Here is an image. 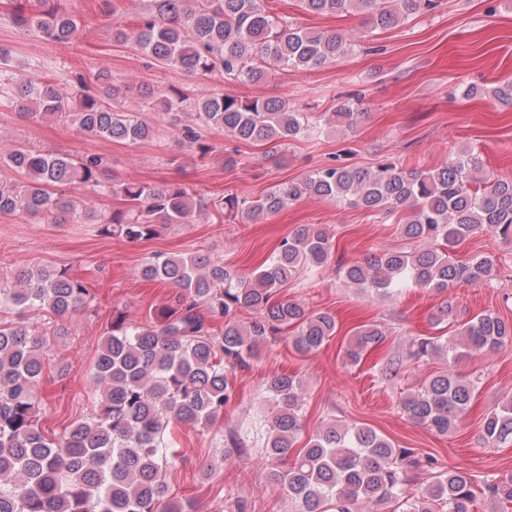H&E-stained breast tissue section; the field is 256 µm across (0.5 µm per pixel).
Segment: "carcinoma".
I'll use <instances>...</instances> for the list:
<instances>
[{"label":"carcinoma","instance_id":"carcinoma-1","mask_svg":"<svg viewBox=\"0 0 512 512\" xmlns=\"http://www.w3.org/2000/svg\"><path fill=\"white\" fill-rule=\"evenodd\" d=\"M41 2L43 9L35 14L18 5L13 24L34 29L46 40L71 41L78 21L60 4ZM300 2L312 14L356 10L378 28L431 14L441 5V0ZM112 38L134 41L158 67H178L194 76L218 73L250 84L267 82L277 68L322 67L349 47L340 33L295 26L271 12L265 0H154L133 31L117 25ZM11 57L12 51L0 46L1 107L67 117L79 132L116 142L134 144L154 136L153 124L122 108L120 88L109 72L97 77L106 98L86 93L73 112L59 89L38 77L40 60H30L32 75L17 81L6 69ZM138 94L150 112L170 115L188 106L205 126L238 141L282 145L311 128L306 114L283 98L243 100L205 91L191 97L177 88L156 92L143 85ZM357 116L354 103L347 101L327 125L351 127ZM183 133L200 156L211 153L194 127L184 126ZM2 167L23 174L26 182L0 180V215L23 211L59 224L78 221L86 211L82 200L48 188L79 183L97 196L120 197L121 207L101 213L97 231L128 243L154 237L161 224H187L202 209L201 201L179 183L102 181L103 160L96 154L74 159L16 146L0 153ZM308 197L397 215L401 234L423 243L417 250H385L339 267L346 283L370 298L390 297L408 286L443 294L461 281L488 284L498 275L494 255L463 263L451 249L479 233L512 239V178L486 173L472 152L431 170L389 157L370 168L329 165L276 185L246 207L226 195L215 208L254 221ZM331 258L329 236L314 224L297 227L248 278L203 255L148 258L137 277L172 285L174 300L149 311L143 321L122 310L112 313L91 375L92 413L57 438L40 426L44 403L37 393L52 348L47 332L30 321L29 313L64 318L89 307L94 295L66 267L27 269L17 285H0V512H185V503L167 493L171 431L179 425L214 424L231 397L229 374L248 366L270 338L291 328L295 350L308 354L335 336L332 314L311 312L280 296L302 269L324 267ZM242 310L255 312L246 325L236 320ZM212 319L224 325L215 329ZM436 319L456 322L457 335L412 339L409 359H439L443 367L404 396L399 407L414 423L447 435L467 418L475 391L474 381L457 372L456 365L472 352L512 345V320L484 311L461 321L451 302L439 308ZM384 336L375 324L360 326L346 347L347 359L359 362ZM264 391L271 404L260 421L264 456L284 463L270 470L269 478L297 504L296 512H361L367 504L392 505V512H473L479 491L512 506V474L444 471L434 457L397 448L369 426L329 422L297 451L302 377L276 374L266 380ZM482 435L492 446L512 443L511 395L484 419ZM417 471L427 472L428 478L412 494L409 476Z\"/></svg>","mask_w":512,"mask_h":512}]
</instances>
